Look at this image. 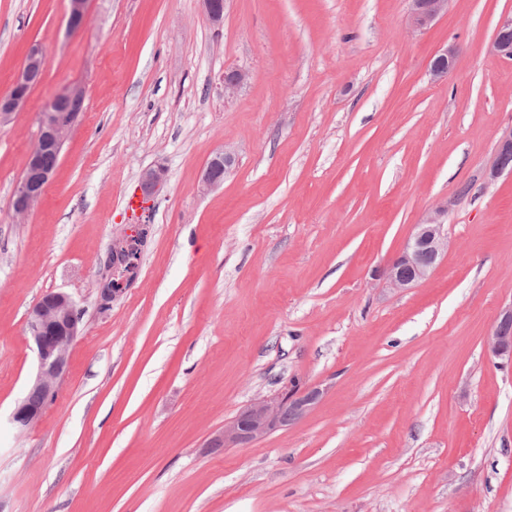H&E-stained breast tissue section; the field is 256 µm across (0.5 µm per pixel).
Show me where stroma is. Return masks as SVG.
Wrapping results in <instances>:
<instances>
[{
  "label": "stroma",
  "instance_id": "stroma-1",
  "mask_svg": "<svg viewBox=\"0 0 512 512\" xmlns=\"http://www.w3.org/2000/svg\"><path fill=\"white\" fill-rule=\"evenodd\" d=\"M512 0H0V92L47 55L0 126V512H512V365L485 340L512 303ZM453 45L452 72L429 74ZM249 74L231 98L224 74ZM85 88L40 201L11 198L47 100ZM231 151L221 187L207 162ZM166 182L131 210L142 170ZM448 208V251L405 291L382 268ZM143 225L109 307L112 242ZM74 300L82 331L42 418L8 417L36 372L26 314ZM319 387L302 419L233 448L241 409ZM408 2L412 27L417 31H423L448 11L450 0H408ZM512 13L503 16L496 27L493 48L499 57L512 60ZM47 58L38 44H32L25 55L18 76L10 88L0 94V124L7 123L15 112L27 104L30 94L37 85L34 75L45 70ZM456 53L457 49L455 46L447 45L434 54L430 63V74L435 82H443L447 79L449 72L454 66ZM235 159L231 152L224 151L213 156L206 165L200 181L202 191H211L220 187L226 175L231 171Z\"/></svg>",
  "mask_w": 512,
  "mask_h": 512
}]
</instances>
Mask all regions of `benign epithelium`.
I'll return each instance as SVG.
<instances>
[{
  "label": "benign epithelium",
  "mask_w": 512,
  "mask_h": 512,
  "mask_svg": "<svg viewBox=\"0 0 512 512\" xmlns=\"http://www.w3.org/2000/svg\"><path fill=\"white\" fill-rule=\"evenodd\" d=\"M409 19L417 31L427 29L448 11L450 0H408ZM88 0H69L68 30H80L86 20ZM203 8L214 23L224 19L225 0H202ZM493 48L497 55L512 60V14L503 16L496 27ZM455 46L439 49L432 57L430 74L436 82L447 79L454 66ZM47 58L38 44L31 45L10 88L0 94V124L27 104L36 82L34 75L45 70ZM248 74L234 69L224 75V97L237 94L247 81ZM82 85L73 84L49 98L39 114L37 140L32 148L12 199L16 216L27 215L42 199L52 174L44 171L41 159L45 153L59 154L78 123L80 113L69 105L84 100ZM512 128L501 137L492 176L512 168ZM235 159L224 151L213 156L206 165L200 189L211 191L220 187L231 171ZM166 181L162 166L143 170L139 188L145 199L157 194ZM447 208L440 206L426 219L415 225V232L386 266L384 273L391 287L406 290L426 280L448 251V232L445 231ZM81 318L72 298L64 292L44 294L29 310L26 332L36 354L37 372L24 397L18 401L10 415L13 428L23 432L42 416L44 406L55 391L57 382L68 368L69 350L80 334ZM512 326V304L504 308L487 336V348L497 358L512 360V337L505 329ZM321 390L313 388L300 396L284 391L276 396L252 402L233 420L224 424V430L211 441V447L222 448L251 444L265 438L288 422L298 420L310 412L318 402Z\"/></svg>",
  "instance_id": "7a95c632"
}]
</instances>
